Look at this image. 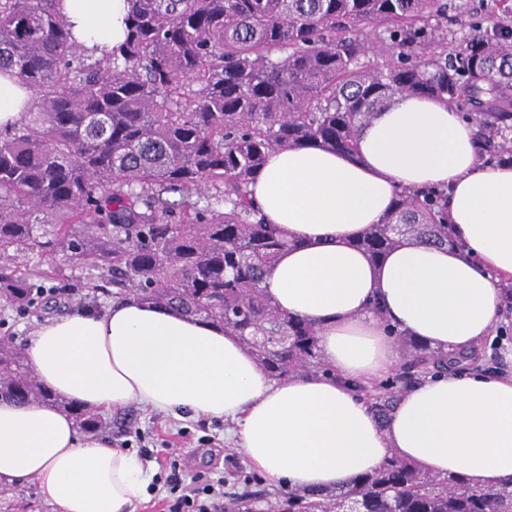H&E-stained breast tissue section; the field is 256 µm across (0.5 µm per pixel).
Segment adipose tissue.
Listing matches in <instances>:
<instances>
[{
	"instance_id": "1",
	"label": "adipose tissue",
	"mask_w": 512,
	"mask_h": 512,
	"mask_svg": "<svg viewBox=\"0 0 512 512\" xmlns=\"http://www.w3.org/2000/svg\"><path fill=\"white\" fill-rule=\"evenodd\" d=\"M61 5L88 52L105 57L124 41L125 0ZM437 184L451 189L455 245L405 240L379 263L357 247L397 188ZM253 193L292 241L265 290L315 325L329 374L277 382L221 327L130 295L40 324L24 349L39 380L101 412L136 403L230 421L248 462L293 488L330 490L392 455L482 488L511 480L512 375L448 369L408 389L384 420L357 387L397 362L373 301L392 324L451 354L479 348L495 328L499 284L512 280V167L482 165L474 126L447 103L399 95L362 131L356 156L274 154ZM152 476L57 407L0 402V482L36 483L59 512H134Z\"/></svg>"
}]
</instances>
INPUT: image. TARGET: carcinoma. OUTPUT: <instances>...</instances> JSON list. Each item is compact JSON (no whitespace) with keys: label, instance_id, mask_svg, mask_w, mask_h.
Segmentation results:
<instances>
[{"label":"carcinoma","instance_id":"obj_1","mask_svg":"<svg viewBox=\"0 0 512 512\" xmlns=\"http://www.w3.org/2000/svg\"><path fill=\"white\" fill-rule=\"evenodd\" d=\"M59 0H0V75L31 93L0 127V305L38 313L48 274L35 255L91 263L62 286L171 308L224 328L272 379L328 372L317 330L261 287L287 246L250 186L270 155L357 153L361 130L399 94L476 114L492 163L512 150V6L507 0H126L127 35L106 59L73 38ZM469 33L452 37L454 27ZM207 204L199 206L200 199ZM454 244L448 188H402L357 247L379 262L401 240ZM370 311L409 346L401 370L361 388L380 419L402 391L455 357ZM0 401L54 405L84 431L104 414L60 397L0 336ZM282 512H512L492 490L393 455L336 490L288 489Z\"/></svg>","mask_w":512,"mask_h":512}]
</instances>
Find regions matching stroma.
<instances>
[{"mask_svg":"<svg viewBox=\"0 0 512 512\" xmlns=\"http://www.w3.org/2000/svg\"><path fill=\"white\" fill-rule=\"evenodd\" d=\"M227 425L220 419L153 413L136 404L113 411L108 438L113 447H128L138 452L146 446L157 451L159 464L153 465L154 489L135 512H165L164 482L171 460L185 463L188 473L214 471L223 473L225 495L250 493L258 497L256 512H274L284 492L283 486L255 476L239 445L226 435ZM139 432L140 441L128 435Z\"/></svg>","mask_w":512,"mask_h":512,"instance_id":"obj_1","label":"stroma"}]
</instances>
